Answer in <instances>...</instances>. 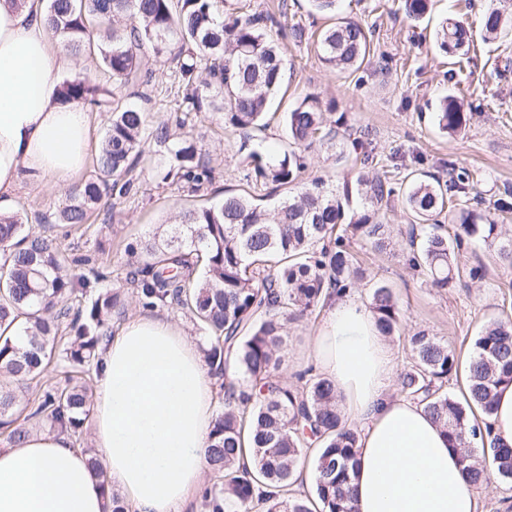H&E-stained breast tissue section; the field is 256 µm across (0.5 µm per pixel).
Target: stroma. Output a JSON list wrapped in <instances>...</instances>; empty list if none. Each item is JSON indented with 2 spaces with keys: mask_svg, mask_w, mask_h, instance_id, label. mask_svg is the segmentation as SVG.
Returning <instances> with one entry per match:
<instances>
[{
  "mask_svg": "<svg viewBox=\"0 0 512 512\" xmlns=\"http://www.w3.org/2000/svg\"><path fill=\"white\" fill-rule=\"evenodd\" d=\"M491 2L474 0L473 7L467 8L456 0H432L429 13L412 19L401 0H339L332 16L316 13L310 0H224L228 14L243 7L284 8L286 23L300 25L309 35L299 44L285 42L283 87L264 118V128L254 130L255 140L278 153L287 150L285 112L297 101L315 96L333 104L355 128L368 130L380 167L443 179L452 170L464 168L477 177L483 199L496 201L505 188H512V33L484 39L480 19ZM449 17L473 29L469 60L460 65L440 52L435 42L439 24ZM338 20L373 31L369 63L351 73L322 62L311 39L313 33ZM141 68L151 72V81L126 88L124 100L145 108L151 125L168 124L170 141L145 140L133 172V190L112 197L91 224L71 235L53 222L66 202V190L24 184L15 194V214L32 226L48 216L46 230L64 253L103 257L110 287L119 285L128 270L126 244L148 236L159 224L174 223L184 210L218 201L225 192L246 185L239 153L242 133L225 127L219 113L186 114L170 76L172 63L149 53ZM448 95L463 101L470 116L465 129L454 136L441 132L433 121L441 99ZM185 139L196 142L204 160L213 166L212 183L197 189L166 183L172 163L169 145ZM305 155L302 179L306 182L319 177L336 181L354 170L352 153L332 143L313 145ZM385 221L395 229L387 250L354 246L363 259L365 278L353 292L366 303L375 282L392 288L404 313L400 336L390 339L396 370H403L411 360L406 334L427 330L464 358L483 327L496 320H512V267L501 265L475 245L465 255L486 264L485 280L445 291L430 288L407 262L408 246L401 230L409 216L402 205L388 211ZM322 321L319 315L288 321L280 370L284 381L296 383L298 373L314 369L311 354Z\"/></svg>",
  "mask_w": 512,
  "mask_h": 512,
  "instance_id": "stroma-1",
  "label": "stroma"
}]
</instances>
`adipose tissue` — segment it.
Segmentation results:
<instances>
[{
  "label": "adipose tissue",
  "instance_id": "obj_1",
  "mask_svg": "<svg viewBox=\"0 0 512 512\" xmlns=\"http://www.w3.org/2000/svg\"><path fill=\"white\" fill-rule=\"evenodd\" d=\"M70 59L40 0H0V215L20 184L70 182L89 158L95 113L59 98ZM313 360L361 427L351 491L358 512H476L460 455L424 407L389 390L388 341L347 295L329 305ZM93 455L135 512H184L204 488L214 388L199 342L165 316L139 315L102 343ZM89 455L31 431L0 448V512H105Z\"/></svg>",
  "mask_w": 512,
  "mask_h": 512
}]
</instances>
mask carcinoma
<instances>
[{
	"label": "carcinoma",
	"mask_w": 512,
	"mask_h": 512,
	"mask_svg": "<svg viewBox=\"0 0 512 512\" xmlns=\"http://www.w3.org/2000/svg\"><path fill=\"white\" fill-rule=\"evenodd\" d=\"M49 30L69 51L91 45L93 32L112 30L96 43L112 89L90 76L62 83V102L107 107L112 112L95 174L75 185L59 223L81 229L91 222L106 190L127 191L128 176L141 154L146 112L122 103L121 89L141 75V54L152 51L176 63L178 83L195 112L220 100L224 125L247 130L259 126L281 85L283 58L269 30L279 25L262 11L224 18L223 0H46ZM405 13L419 18L431 0H403ZM485 33L496 38L512 30V17L500 9L483 15ZM372 31L359 24H337L317 36L322 62L346 71L361 65L370 51ZM472 35L449 19L436 32L438 48L452 56L467 54ZM316 97H307L284 115L292 144L310 148L323 141H351L355 160L373 164V149L345 115L331 120ZM435 120L451 135L465 129L467 112L453 96L440 102ZM174 176L200 186L212 169L190 142L171 149ZM248 188L229 192L201 209L186 210L174 224H161L148 239L125 247L131 258L125 283L96 294L105 276H73L56 240L21 221L0 216V432L8 443L22 442L28 423L45 424L71 437L82 434L92 401L93 371L102 337L112 335L114 315L132 294L144 308L168 307L188 315L205 341V356L218 387V407L208 447L207 466L215 481L205 492V507L223 512H356L350 470L359 432L347 425L335 383L298 375L302 385L280 380L283 331L288 319L307 316L346 292L361 275L358 254L348 236L382 251L391 225L381 215L397 192L396 174L322 178L299 185L305 157L291 150L267 156L251 150L243 159ZM477 182L462 171L442 182L412 176L401 202L410 216L408 265L422 272L430 287L447 290L485 279V264L464 259L462 246L481 243L498 261L512 267V237L501 222L512 213V190L493 207L474 209ZM269 189L266 195L258 188ZM444 216L450 231L438 233ZM370 310L379 331L393 336L402 312L392 288L375 283ZM412 362L398 376L402 395L422 404L448 434L449 445L463 448L469 482L487 480L474 441L496 463L497 474L512 481V447L480 428L470 415L490 418L500 387L512 384V322H492L474 341L466 362L424 330L407 337ZM65 374L61 385L42 389L17 423V392L39 381L51 361ZM233 367L234 375L227 374ZM463 373L467 386L461 403L446 390L448 378ZM314 450L313 494L297 489L299 466ZM93 468L108 499L107 512H128L108 488L106 472Z\"/></svg>",
	"instance_id": "obj_1"
}]
</instances>
